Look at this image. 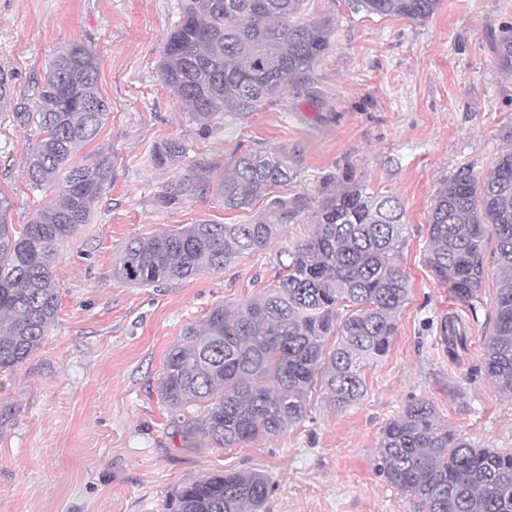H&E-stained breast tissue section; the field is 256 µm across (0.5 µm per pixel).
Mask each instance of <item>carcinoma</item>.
Listing matches in <instances>:
<instances>
[{
	"label": "carcinoma",
	"mask_w": 512,
	"mask_h": 512,
	"mask_svg": "<svg viewBox=\"0 0 512 512\" xmlns=\"http://www.w3.org/2000/svg\"><path fill=\"white\" fill-rule=\"evenodd\" d=\"M441 0H356L358 10L422 21ZM332 21L312 17L307 0H181L160 63L162 80L195 117L211 123L246 116L294 87L330 49ZM496 52L512 63V26ZM95 51L74 43L59 51L34 83L41 138L29 146L27 178L54 187V202L29 224L9 219L0 192V371L20 365L48 335L59 306L56 245L88 224L112 178L111 162L78 163L110 114L98 88ZM184 153L177 142L158 161ZM288 156L247 153L218 184L227 210H249L268 190L294 178ZM209 180L168 184L166 201L200 193ZM310 236L281 247L276 280L232 307L214 306L168 351L158 396L173 411L186 443L230 448L276 436L308 418L309 394L326 390L330 406L359 400L363 370L389 352L409 283L398 261L404 210L394 195L365 184L323 187L274 200L244 224H188L126 243L115 273L138 284L169 283L222 271L266 249L302 216ZM493 228L488 236L487 227ZM497 257L494 320L482 360L493 386L512 397V151L484 175L461 173L439 189L431 208L423 261L454 296L471 303L483 288L484 256ZM196 406L200 414L185 409ZM379 470L422 512H512V452L475 448L438 424L430 401L406 404L383 426ZM271 484L257 472L191 478L168 496L169 512H264Z\"/></svg>",
	"instance_id": "cac0c4a2"
}]
</instances>
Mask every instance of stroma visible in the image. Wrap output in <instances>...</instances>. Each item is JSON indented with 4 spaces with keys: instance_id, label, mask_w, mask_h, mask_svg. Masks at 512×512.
<instances>
[{
    "instance_id": "stroma-1",
    "label": "stroma",
    "mask_w": 512,
    "mask_h": 512,
    "mask_svg": "<svg viewBox=\"0 0 512 512\" xmlns=\"http://www.w3.org/2000/svg\"><path fill=\"white\" fill-rule=\"evenodd\" d=\"M334 19L331 50L296 87L246 117L205 127L161 77L165 39L180 0H0V69L13 95L0 104V193L13 223L55 198L25 178L34 82L71 43L95 49L99 91L111 113L77 153L108 158L112 181L91 223L57 246L60 307L42 344L0 373V512H167V496L191 477L223 471L267 475V512H419L378 469L382 426L409 399L432 402L440 424L474 447L512 449V397L480 370L496 299L486 253L473 305L453 298L425 265L430 210L444 182L479 176L512 148V68L493 50L512 25V0H441L422 21L354 10L352 0H309ZM185 153L161 163L156 150ZM280 151L297 177L272 197L318 193L345 179L399 197L407 241L399 267L410 285L388 354L368 365L357 402L311 397L304 423L238 448L185 446L161 402L170 347L217 304L257 296L272 282L270 251L218 272L137 286L113 272L130 239L201 221L236 224L262 210L225 209L216 186L239 155ZM206 172L211 189L164 201L170 182ZM466 339L448 352L441 322Z\"/></svg>"
}]
</instances>
